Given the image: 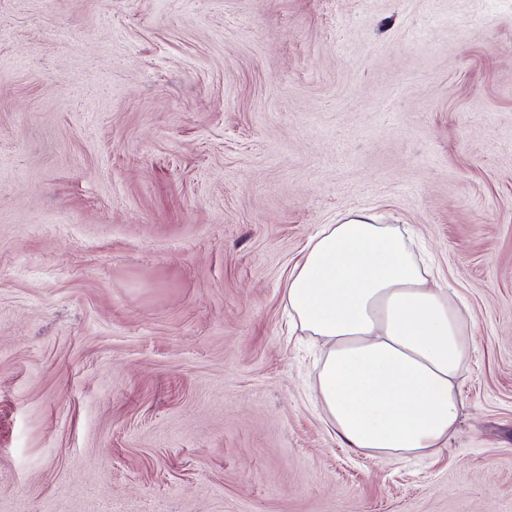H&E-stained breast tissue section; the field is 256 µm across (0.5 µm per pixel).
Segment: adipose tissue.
I'll return each mask as SVG.
<instances>
[{"instance_id":"obj_1","label":"adipose tissue","mask_w":512,"mask_h":512,"mask_svg":"<svg viewBox=\"0 0 512 512\" xmlns=\"http://www.w3.org/2000/svg\"><path fill=\"white\" fill-rule=\"evenodd\" d=\"M431 276L405 229L356 213L325 225L288 277L291 318L323 343L317 398L346 447L433 455L458 431L472 338Z\"/></svg>"}]
</instances>
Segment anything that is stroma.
Segmentation results:
<instances>
[{"mask_svg":"<svg viewBox=\"0 0 512 512\" xmlns=\"http://www.w3.org/2000/svg\"><path fill=\"white\" fill-rule=\"evenodd\" d=\"M356 211L468 307L433 456L288 327ZM0 512H512V0H0Z\"/></svg>","mask_w":512,"mask_h":512,"instance_id":"35a3bbf8","label":"stroma"}]
</instances>
